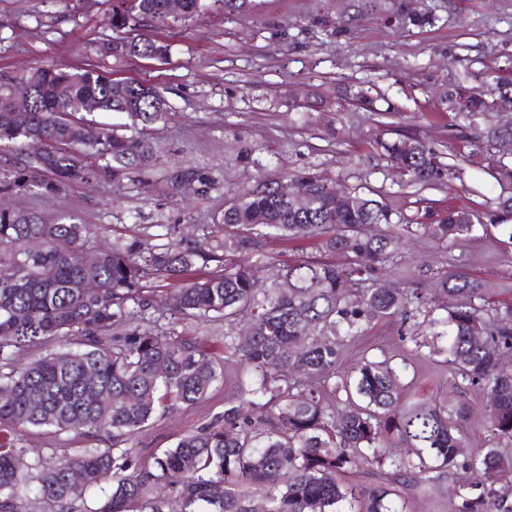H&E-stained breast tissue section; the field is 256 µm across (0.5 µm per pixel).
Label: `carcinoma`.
<instances>
[{"label": "carcinoma", "instance_id": "1", "mask_svg": "<svg viewBox=\"0 0 512 512\" xmlns=\"http://www.w3.org/2000/svg\"><path fill=\"white\" fill-rule=\"evenodd\" d=\"M168 0H112L114 36L101 50L116 57L159 60L169 45L158 29L185 22L207 0H181L182 13H167ZM224 12L246 15L256 0H220ZM33 84L32 111H11L9 89ZM95 99L104 112L127 115L125 127L102 128L97 140L83 137L87 119L72 106ZM454 113L456 138L468 148L445 161L426 140L402 136L374 140L391 167L416 185L428 186L461 173L460 163L488 169L500 192L495 227L512 242V156L499 154L512 142V124L499 114L512 110V79L487 74L475 86L459 84L443 97ZM168 110L164 92L146 80L115 79L95 69L68 71L32 67L19 75L0 74V145L24 141L33 151L23 167L0 175L1 194L29 193L55 198L76 183L119 182L157 165L148 138ZM93 162L88 163L86 159ZM309 196L299 208L272 184L256 180L244 197L231 199L210 232L163 242L147 251L136 238H112L102 248V226L82 224L67 214L0 211V425L54 428L78 434L108 433L110 448H88L75 457L17 465L23 450L0 441V512H20L17 502L35 482L43 498L70 512L69 477L80 471L87 486L110 483L97 512H254V500L239 491L260 492L264 512H408L405 501L386 487L344 485L336 476L361 462L390 463L399 476L419 483L433 471L458 467L472 474L479 493L462 501L461 512H512L496 487L512 472V455L496 447L462 457V421L469 394L482 403L493 435L512 441V370L500 357L512 351V307L481 304L486 286L460 271L443 273L439 290L454 299L444 317H433L418 288H390L383 275L401 264L400 225L380 201L355 190L339 198L314 175L295 177ZM177 194L187 184L207 197L218 181L204 168L185 165L164 176ZM417 229L447 249L487 230L469 214L450 210L437 224ZM267 239H314L325 261L286 265L270 285L261 283L262 264L236 256ZM92 251L94 263L81 255ZM224 263V272L188 279L195 267ZM183 280L169 295L168 322L149 314V284ZM95 284L94 290L86 284ZM428 317L431 341L415 344L455 379L456 402L445 405L401 401L402 374L388 360H366L354 379L341 376L326 394L306 384L328 382L339 373L344 347L370 324ZM224 321V357L177 330L184 321ZM78 347L61 348L24 367L14 365L23 349L40 348L70 336ZM301 356H295V353ZM250 371V398L224 400L220 419L185 435L171 448L141 464L133 448H121L156 418L159 393L175 405L191 406L224 384L228 364ZM97 391L111 401L102 409L88 399ZM346 394L339 406L336 393ZM393 438L411 450L394 460L386 448Z\"/></svg>", "mask_w": 512, "mask_h": 512}]
</instances>
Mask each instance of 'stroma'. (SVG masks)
<instances>
[{
    "instance_id": "stroma-1",
    "label": "stroma",
    "mask_w": 512,
    "mask_h": 512,
    "mask_svg": "<svg viewBox=\"0 0 512 512\" xmlns=\"http://www.w3.org/2000/svg\"><path fill=\"white\" fill-rule=\"evenodd\" d=\"M410 10L429 24L388 25V15ZM112 0H0V74L41 64L67 69L91 67L118 79L151 80L168 100L165 121L149 133L163 167L191 164L210 170L219 187L203 199L168 194L160 173L120 184H76L65 194L42 199L14 194L10 205L48 216L69 213L82 223L120 233L138 228L139 240L156 244V227L173 237L196 232L224 210L225 202L250 190L256 179L286 183L316 173L336 187L360 188L411 223H431L447 207L486 225L477 238L445 249L421 232L403 237L399 277L425 291L435 316L453 300L431 289L434 275L466 270L485 283L486 304L512 307V241L489 224L496 192L488 175L464 169L451 184L421 187L399 180L372 146L395 134L425 138L452 153V113L441 96L467 73L491 68L512 72V0H257L249 15L225 14L220 0L185 24L159 31L170 46L166 60L113 57L100 53L112 34ZM368 88L372 106L349 104V87ZM264 257L266 280L297 260H316V241H262L249 259ZM426 325L381 321L342 354L341 372L362 358L410 356L412 334ZM402 398L407 402L453 400L446 367L410 357ZM237 391L226 378L193 407L167 411L128 442L141 459L172 447L224 412L225 397ZM466 453L490 445L512 454V441L495 439L477 398L464 422ZM5 436L23 450L24 462L71 457L87 448H108L112 437L51 429L8 428ZM458 471L436 474L427 484H395L411 512H459L465 489Z\"/></svg>"
}]
</instances>
